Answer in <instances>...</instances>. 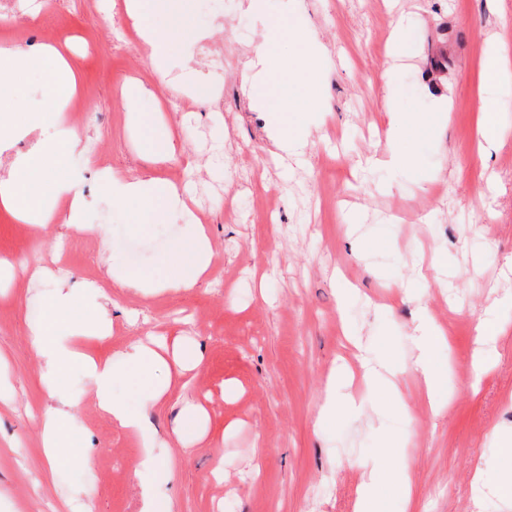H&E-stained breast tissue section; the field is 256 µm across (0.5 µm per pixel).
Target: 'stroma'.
I'll return each instance as SVG.
<instances>
[{"mask_svg":"<svg viewBox=\"0 0 512 512\" xmlns=\"http://www.w3.org/2000/svg\"><path fill=\"white\" fill-rule=\"evenodd\" d=\"M5 0L0 44L32 49L66 43L84 96L71 122L83 151L69 160L81 171L85 221L107 237H70L62 224L38 228L0 212V258L20 264L0 296V355L14 390L0 407V512H140L135 473L145 449L173 465L168 486L174 512H354L361 480L352 460L374 454L384 433L399 435L414 470V512H470L474 462L498 465L494 431L512 433V333L493 344L491 367L472 387L470 357L477 325L512 318L501 298L512 294V0H268V12L314 32L329 46L325 95L329 116L314 112L319 140L302 161L280 164L268 154L267 113L240 85L242 66L263 21L241 0H191L195 26L209 32L192 67L214 87L217 106L176 100L161 87L138 112L162 113L175 137L172 158L154 162L141 132L127 121L123 91L143 79L147 51L135 39L123 0ZM405 15L410 44L395 53L394 21ZM497 41L507 76L484 81L489 41ZM447 45L450 66L429 71ZM448 98L441 133L407 144L423 174L407 167L356 168L358 156L383 153V102L427 113L435 90ZM496 102L505 120L499 145L475 137L480 99ZM131 176H156L189 190L188 212L134 233L129 212L99 193L87 159ZM361 224L348 234L343 210ZM206 225L216 253L211 272L188 292L144 297L114 288L107 267L157 268L184 224ZM392 239L396 249L380 248ZM441 251L444 287H423L424 300L453 350L449 403L432 415L418 403L413 379L400 387L414 417L402 434L398 413L365 403L321 428L314 407L338 355L351 352L341 321L359 330L376 362L409 363L407 337L415 307L392 300L390 283L415 275L421 252ZM358 288L337 306L334 272ZM97 281L116 301L112 333L94 341L112 356L156 330L194 345L200 366L172 374L166 397L151 411L154 443L113 426L99 409L90 379L73 370L62 393L77 397L72 425L89 443L51 467L41 448L38 414L46 403L44 372L26 322L44 313L58 281ZM188 404L207 418L200 439L173 433ZM223 467V481L212 472Z\"/></svg>","mask_w":512,"mask_h":512,"instance_id":"35a3bbf8","label":"stroma"}]
</instances>
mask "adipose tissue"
<instances>
[{"label": "adipose tissue", "instance_id": "ef3b65f1", "mask_svg": "<svg viewBox=\"0 0 512 512\" xmlns=\"http://www.w3.org/2000/svg\"><path fill=\"white\" fill-rule=\"evenodd\" d=\"M248 12L264 16L261 39L252 48V57L242 73V85L255 99L256 105L269 114V141L273 154L282 158L304 154L314 142L307 115L312 111L327 112L328 103L322 92V77L329 50L317 36L297 25L267 15L266 0H243ZM124 11L131 20L138 39L150 48L148 79L129 87L124 95L127 111H134L137 100L149 94V82L162 83L175 97L192 100L211 97V88L189 67L174 69L173 48L182 56H190L205 37L195 28L189 6L168 9L165 0H124ZM68 45H49L38 53H30L18 45L0 47V109L10 112L12 125L21 131H34L38 139L32 150L13 159L9 168L0 171V211L18 224H67L71 233L80 236L93 232V225L83 220L85 201L78 184L79 172L67 164L70 154L79 150L80 134L65 118L67 107L80 95L78 77L68 57ZM42 72L47 92L40 105L28 106L22 91V79L30 71ZM275 84L274 99L263 97L260 88ZM387 145L382 155L366 157L369 165L409 166L420 168L417 157L407 152V141L440 131L448 121L445 96L436 93L432 112L420 116L385 106ZM94 178L102 194L113 202L129 207L135 230L164 217L176 207H185L178 188L157 177H131L109 168L95 170ZM212 245L205 225H186L181 236L163 255L166 275L158 276L140 269L113 271L112 283L143 294L156 291L181 292L195 288L205 278L212 264ZM440 254L430 260H418L416 281L396 282L398 294L416 301L409 336L415 351L407 366L388 362L378 371L366 356H359L358 367L367 385L366 394L376 400L380 409L407 412L404 395L396 385L397 378L415 376L422 387L433 414L441 408L435 400L438 391L448 383L449 362L443 352L448 343L425 302L417 301L416 290L428 273L443 267ZM98 287L85 284L82 290L56 289L46 299L50 314L27 322L30 340L52 373L47 391L56 395L71 368L83 369L90 377L100 408L110 416L113 426L137 432L153 440L156 432L148 418L168 392L164 373L171 367L192 369L199 365L198 353L187 345L170 343L156 332L129 345L119 358L95 356L81 344L94 336L105 338L111 333L108 311L96 300ZM126 385L130 394L118 397L114 388ZM363 400L352 390L350 370L346 365L333 368L324 391L316 404V422L326 426L342 411H355ZM77 401L66 399L64 408L45 406L39 420L42 446L51 464H58L66 449L78 447L80 438L69 423ZM497 472L476 467L472 480V512H484L483 495L491 489L512 501V447L500 450ZM363 472L358 487L356 512H382V491L390 489L404 500H411L413 476L411 465L397 443L386 440L377 457L358 461ZM140 478L142 512H174V501L164 493L172 479L173 467L153 453H145L137 465Z\"/></svg>", "mask_w": 512, "mask_h": 512}]
</instances>
